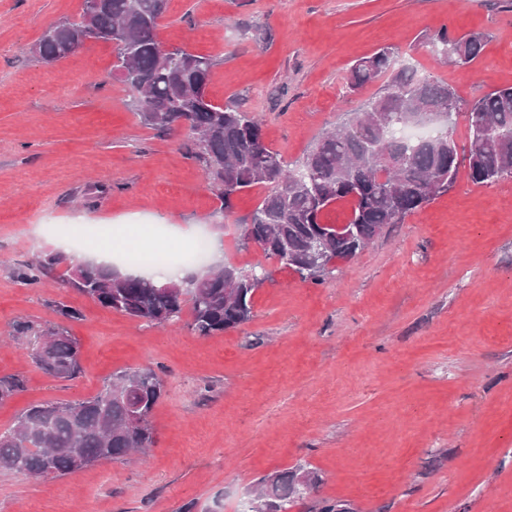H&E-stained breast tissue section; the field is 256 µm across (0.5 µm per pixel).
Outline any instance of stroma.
I'll return each instance as SVG.
<instances>
[{
	"mask_svg": "<svg viewBox=\"0 0 512 512\" xmlns=\"http://www.w3.org/2000/svg\"><path fill=\"white\" fill-rule=\"evenodd\" d=\"M83 0H0V378L24 386L0 404V432L30 405L95 395L120 370L149 368L166 392L147 458L102 461L42 481L0 471V512H245L260 478L302 466L322 500L350 512H512V178L448 192L390 225L319 283L240 242L263 196L231 216L186 132L144 126L110 76L112 45L54 64L29 49ZM479 33L468 67L440 63V30ZM165 48L221 58L207 97L263 122L295 163L313 138L382 87L350 92V67L383 47L473 101L512 86V0H168ZM47 224L96 226L155 250L221 238L215 264L272 274L254 317L214 336L187 321L147 326L14 265L55 249ZM77 309L62 321L57 302ZM63 324L81 373L46 374L14 321Z\"/></svg>",
	"mask_w": 512,
	"mask_h": 512,
	"instance_id": "stroma-1",
	"label": "stroma"
}]
</instances>
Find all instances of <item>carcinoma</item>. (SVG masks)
Returning a JSON list of instances; mask_svg holds the SVG:
<instances>
[{
    "instance_id": "obj_1",
    "label": "carcinoma",
    "mask_w": 512,
    "mask_h": 512,
    "mask_svg": "<svg viewBox=\"0 0 512 512\" xmlns=\"http://www.w3.org/2000/svg\"><path fill=\"white\" fill-rule=\"evenodd\" d=\"M168 0H94L92 25L116 45L114 70L130 91V106L141 122L167 131L188 129L185 147L205 171L225 216L234 199L255 186L266 194L241 239L302 279L322 281L329 265L354 257L391 224L400 223L455 183L460 168L470 180L489 185L512 178V139L481 135L487 123L512 130V86L494 89L471 103L455 97L448 84L419 78L389 47L351 67L348 88L356 92L380 77L381 92L331 131L315 139L303 158L290 165L264 141L262 124L237 108L190 99L207 88L222 60L158 40ZM88 27L64 19L37 41L45 63L63 60L87 40ZM448 47L457 65L474 61L484 48L479 34L451 36L443 30L432 52ZM463 117L467 140L454 139ZM351 199L345 224H324V210ZM66 266L68 284L101 306L147 325L164 326L181 319L190 303V329L214 336L252 318V297L263 278L223 265L210 267L193 287L173 281L123 274L115 266L74 261L48 251L12 268L13 277L35 285L57 267ZM37 364L58 378L80 372V346L60 325L37 332ZM164 393V381L152 369L121 371L96 395L65 403L29 406L11 430L0 434V470L56 479L100 461L122 460L153 447L152 413ZM304 468L273 474L259 484L261 512H290L298 501L296 479Z\"/></svg>"
}]
</instances>
